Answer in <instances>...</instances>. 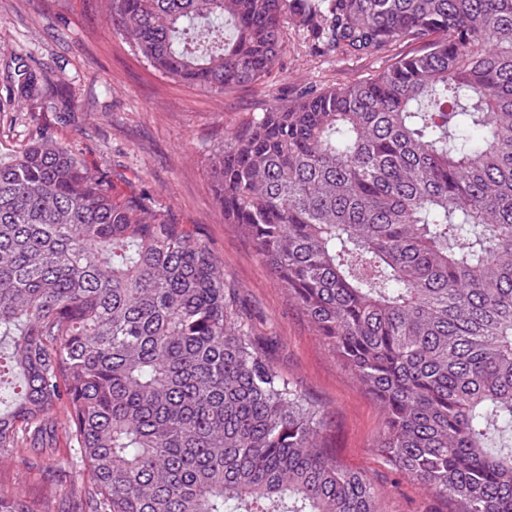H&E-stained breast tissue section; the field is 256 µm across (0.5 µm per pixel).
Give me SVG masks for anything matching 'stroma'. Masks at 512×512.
<instances>
[{
    "instance_id": "obj_1",
    "label": "stroma",
    "mask_w": 512,
    "mask_h": 512,
    "mask_svg": "<svg viewBox=\"0 0 512 512\" xmlns=\"http://www.w3.org/2000/svg\"><path fill=\"white\" fill-rule=\"evenodd\" d=\"M392 55L367 59L320 53L294 26L285 29L275 69L260 84L210 91L169 77L135 53L103 15L100 0H0V65L51 78V103L29 113L0 68V160L23 146L32 126L47 130L93 172L105 173L114 197L142 198L209 248L233 288L240 312L267 336L269 356L324 411L322 443L337 463L370 477L381 512H456L396 470L378 446L384 412L336 359L286 288L272 277L238 225L224 221L209 156L237 128L274 101L308 88L348 85L378 74ZM88 480L66 444L0 454V486L18 489L33 512H46L47 480Z\"/></svg>"
}]
</instances>
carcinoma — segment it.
<instances>
[{
	"mask_svg": "<svg viewBox=\"0 0 512 512\" xmlns=\"http://www.w3.org/2000/svg\"><path fill=\"white\" fill-rule=\"evenodd\" d=\"M152 66L257 83L285 24L370 79L275 103L210 158L217 203L379 402V447L457 512H512V0H101ZM45 75L14 96L45 104ZM214 254L42 128L0 162V452L66 443L62 512H380L321 444ZM0 512H32L0 489Z\"/></svg>",
	"mask_w": 512,
	"mask_h": 512,
	"instance_id": "obj_1",
	"label": "carcinoma"
}]
</instances>
